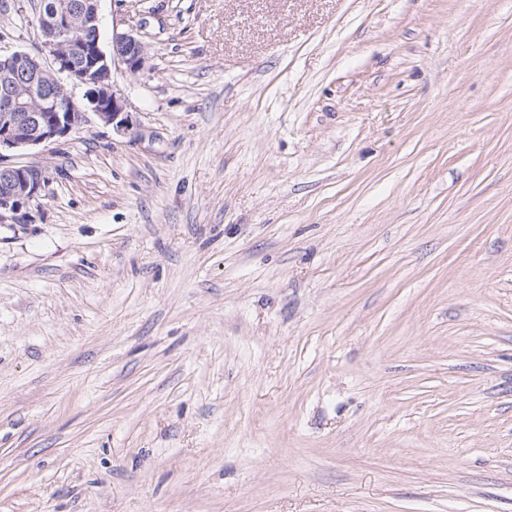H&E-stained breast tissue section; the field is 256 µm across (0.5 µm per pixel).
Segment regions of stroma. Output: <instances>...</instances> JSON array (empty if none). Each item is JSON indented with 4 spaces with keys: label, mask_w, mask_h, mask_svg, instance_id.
I'll use <instances>...</instances> for the list:
<instances>
[{
    "label": "stroma",
    "mask_w": 512,
    "mask_h": 512,
    "mask_svg": "<svg viewBox=\"0 0 512 512\" xmlns=\"http://www.w3.org/2000/svg\"><path fill=\"white\" fill-rule=\"evenodd\" d=\"M100 15L136 128L0 224V512H512V0Z\"/></svg>",
    "instance_id": "obj_1"
}]
</instances>
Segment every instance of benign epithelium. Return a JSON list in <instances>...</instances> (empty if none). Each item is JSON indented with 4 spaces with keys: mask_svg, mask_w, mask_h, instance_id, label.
<instances>
[{
    "mask_svg": "<svg viewBox=\"0 0 512 512\" xmlns=\"http://www.w3.org/2000/svg\"><path fill=\"white\" fill-rule=\"evenodd\" d=\"M98 22V0H43L32 21L40 37L35 51L0 54V224L18 222L48 183L39 164L10 155L67 137L89 112L120 134L134 129L132 113L112 82V66L139 72L146 47L129 30L112 36V54H106ZM56 71L85 88L84 103L75 101Z\"/></svg>",
    "mask_w": 512,
    "mask_h": 512,
    "instance_id": "7a95c632",
    "label": "benign epithelium"
}]
</instances>
